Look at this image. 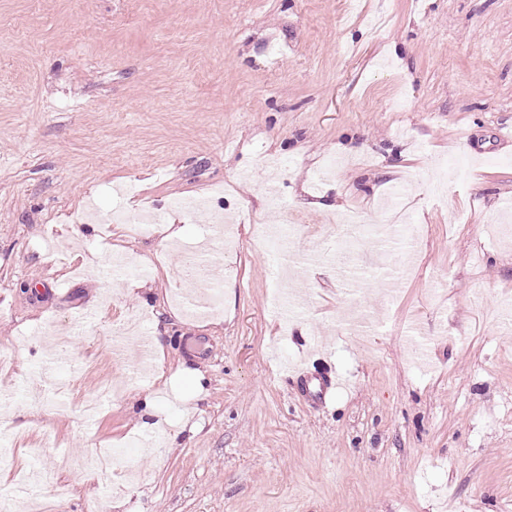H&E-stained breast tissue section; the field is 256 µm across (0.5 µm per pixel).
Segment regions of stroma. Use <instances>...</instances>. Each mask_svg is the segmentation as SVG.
Segmentation results:
<instances>
[{
	"mask_svg": "<svg viewBox=\"0 0 512 512\" xmlns=\"http://www.w3.org/2000/svg\"><path fill=\"white\" fill-rule=\"evenodd\" d=\"M510 129L512 0H0V512H26L18 468L56 471L29 489L49 512H512ZM217 185L238 246L212 317L174 316L164 232L69 234L91 202ZM392 197L419 236L346 292L328 218ZM276 198L299 235L274 256L251 222ZM350 310L376 327L347 335ZM144 335L163 378L137 373ZM291 364L344 385L309 403ZM99 445L138 480L60 468Z\"/></svg>",
	"mask_w": 512,
	"mask_h": 512,
	"instance_id": "obj_1",
	"label": "stroma"
}]
</instances>
